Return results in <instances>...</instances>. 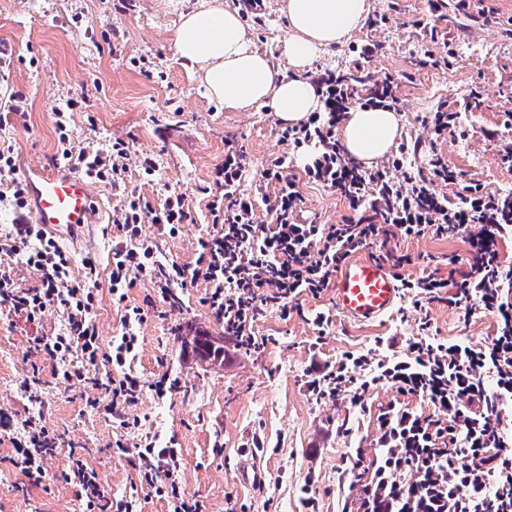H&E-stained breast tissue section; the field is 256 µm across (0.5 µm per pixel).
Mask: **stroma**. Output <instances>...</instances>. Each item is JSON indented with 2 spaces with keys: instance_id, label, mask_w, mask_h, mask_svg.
<instances>
[{
  "instance_id": "stroma-1",
  "label": "stroma",
  "mask_w": 512,
  "mask_h": 512,
  "mask_svg": "<svg viewBox=\"0 0 512 512\" xmlns=\"http://www.w3.org/2000/svg\"><path fill=\"white\" fill-rule=\"evenodd\" d=\"M198 2L132 0L131 9L118 10L110 0H0V49L12 55L10 69L0 71V90L27 99L24 117L0 125V143L12 145L19 170L54 168L51 109L70 98L81 100L71 121L75 144L119 139L132 159L152 157L158 166L153 180L134 169L127 183L149 203L168 189L186 193L191 219L178 235L144 228L166 261L181 266L195 260L198 240L215 231L209 190L229 138L248 157L242 193L254 192L270 160L284 155L301 194L297 222L339 224L350 213L340 194L307 182V153L281 141L282 124L273 113L224 110L207 97L200 71L178 57V17ZM368 4L367 23L316 56L310 74L332 70L357 85L391 77L402 122L399 142L418 147L412 164L426 170L441 161L458 174L455 184L435 183L436 192L455 198L477 185L512 195V167L502 161L505 149L512 148V0H469L461 11L455 0ZM283 6L284 0H264L261 22L248 18L243 25L254 45L289 76ZM367 42L379 50L366 60L356 48ZM428 50L435 58L429 65ZM440 107L457 113L458 120L454 133L436 139L426 121ZM92 191L96 223L56 236L77 274L85 257L95 258L103 273L111 261L109 229L121 199L101 183ZM400 249L412 258L407 274L444 277L449 256H466L468 245L460 235H427L402 241ZM206 293L205 283L187 286L172 307L149 279L129 289L127 304L144 311L134 362L142 390L128 411L136 421L132 428L103 411L110 400L104 388L110 366L88 367L86 381L73 385L54 378L51 361L33 351L34 337L58 331V312L46 310L30 322L0 310V407L21 418L47 406L46 425L57 436L48 461L53 479L44 488L25 485L11 462V443L0 439V512H82L78 489L66 480L73 452L98 472L113 497L135 496L137 512H169L166 499L134 492L136 474L112 447L120 438L130 443L147 438L157 447L178 449L176 479L205 512H361L379 454L378 415L397 402L416 412L428 406L387 386L369 390L358 405L345 398L317 401L305 385L310 364L376 345L383 354H401L418 337L423 317L432 336L453 342L485 345L497 329L496 318L482 309L437 301L422 309L408 296L383 320L354 322L338 312L330 289L318 299L299 296L288 318L269 312L254 327L266 339L263 348L232 351L223 361L210 362L191 344L193 337L224 333L203 302ZM319 312L331 320L323 334L313 323ZM35 371L40 383L32 401L20 385ZM163 374L177 384L160 398L151 385ZM251 448L265 473L258 485L240 474L242 455ZM353 455L360 465L351 473L345 460Z\"/></svg>"
}]
</instances>
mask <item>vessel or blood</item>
<instances>
[{
  "label": "vessel or blood",
  "instance_id": "1",
  "mask_svg": "<svg viewBox=\"0 0 512 512\" xmlns=\"http://www.w3.org/2000/svg\"><path fill=\"white\" fill-rule=\"evenodd\" d=\"M33 223L48 230L75 231L95 215L88 179L63 167L46 172L32 167L24 174ZM337 308L348 318L367 322L389 314L401 298L399 282L377 261L356 259L347 263L334 280Z\"/></svg>",
  "mask_w": 512,
  "mask_h": 512
}]
</instances>
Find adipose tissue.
Segmentation results:
<instances>
[{
	"instance_id": "ef3b65f1",
	"label": "adipose tissue",
	"mask_w": 512,
	"mask_h": 512,
	"mask_svg": "<svg viewBox=\"0 0 512 512\" xmlns=\"http://www.w3.org/2000/svg\"><path fill=\"white\" fill-rule=\"evenodd\" d=\"M289 30L286 54L294 70L286 77L257 50L241 26L236 9L223 0H201L182 14L175 33L179 57L202 69L209 96L225 109L270 107L284 123L295 125L321 106L315 84L305 75L322 51L341 44L364 23L367 0H285ZM400 119L388 109L355 108L341 140L347 153L369 165L388 152L401 135Z\"/></svg>"
}]
</instances>
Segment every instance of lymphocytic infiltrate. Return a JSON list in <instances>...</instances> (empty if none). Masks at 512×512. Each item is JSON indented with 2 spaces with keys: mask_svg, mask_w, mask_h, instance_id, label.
<instances>
[{
  "mask_svg": "<svg viewBox=\"0 0 512 512\" xmlns=\"http://www.w3.org/2000/svg\"><path fill=\"white\" fill-rule=\"evenodd\" d=\"M323 109L306 121L281 129L280 138L294 148L312 151L303 172L308 181L336 190L352 211L341 224H299L293 212L300 201L296 184L286 174L288 161L273 159L263 175L257 197L241 195L238 183L247 156L232 140L224 142V163L217 168L216 193L208 204L220 233L199 239L192 266L163 263L146 241L145 225L178 234L189 216L184 192L165 194L157 205L129 192L127 146L114 141L106 148L75 146L69 134L71 115L55 109V160L70 165L87 178L123 194L125 202L113 213L112 261L108 283L112 300L125 303L136 280L150 278L161 298L176 302V287L205 281V302L211 315L224 325V335L237 350L251 352L263 341L253 327L263 313L278 311L288 317L296 297L320 298L336 273L361 249L379 247V261L394 271L403 291L426 302H475L497 317V331L489 345L473 346L441 339L411 341L404 357H376L374 352L345 353L336 363L311 365L307 389L316 400L349 397L359 402L369 389L388 385L404 396L422 398L433 408L424 416L393 405L379 417L381 448L370 488L362 502L364 512H512V440L503 425V409L512 404V268L503 265L498 245L512 236V197L470 187L459 200L432 189L434 182L455 183L457 173L437 162L429 170H406L408 148L392 159L390 168L367 171L347 154L336 129L352 108L394 110L398 98L391 79L376 82L367 93L346 76L332 71L317 74ZM403 170L395 179L393 170ZM12 146L0 147V205L15 220L0 229V305L36 321L46 309L65 314L55 335L37 336L33 348L57 365L56 375L80 381L84 369L107 358L114 368L108 386L111 396L105 412L125 421L126 410L141 390L131 371L143 320L140 308H127L119 336L102 349L95 312L98 273L94 260L84 262L85 274L75 277L72 259L54 236L29 223L24 183L16 176ZM263 203L272 223L254 221L256 203ZM462 233L471 250L467 259L450 257L456 276L405 275L408 254L390 249L392 238L426 235L444 237ZM28 267L39 284L24 288L13 273L14 264ZM80 365H73L72 354ZM20 424L13 438V460L27 485L41 487L49 479L47 461L55 437L43 415L22 422L0 413V427ZM117 454L134 469L142 486L167 497L171 512H202L199 501L185 493L176 479L178 451L152 444L116 441ZM67 479L79 489L83 512H133L126 498H114L98 473L77 454L69 457Z\"/></svg>",
  "mask_w": 512,
  "mask_h": 512,
  "instance_id": "obj_1",
  "label": "lymphocytic infiltrate"
}]
</instances>
